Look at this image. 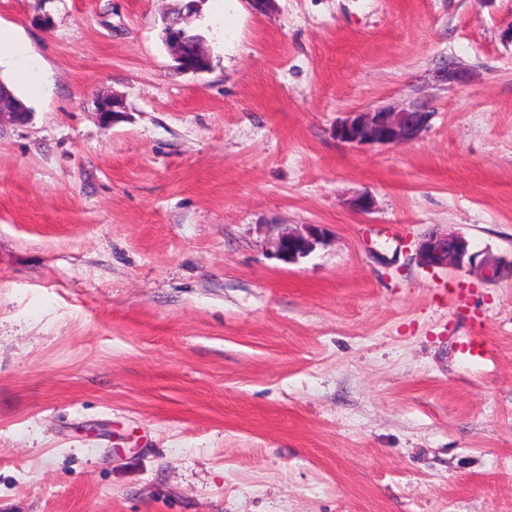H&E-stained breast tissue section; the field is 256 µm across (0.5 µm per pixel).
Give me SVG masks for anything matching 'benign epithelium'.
Masks as SVG:
<instances>
[{"mask_svg":"<svg viewBox=\"0 0 512 512\" xmlns=\"http://www.w3.org/2000/svg\"><path fill=\"white\" fill-rule=\"evenodd\" d=\"M164 41L179 70L198 74L206 69L207 58L202 47L188 53L191 48L187 29L181 22L166 23ZM438 78L449 85L462 84L467 80V71L459 65H449L439 71ZM431 116L432 111L421 106L353 111L336 123L334 135L338 141L353 146L389 147L417 140L428 127ZM323 238L324 225L302 224L278 238L275 253L281 260L294 263L311 253ZM417 254L420 262L430 268L466 267L488 281L505 275L512 277V264L472 251L471 241L459 233L432 234L419 243Z\"/></svg>","mask_w":512,"mask_h":512,"instance_id":"obj_1","label":"benign epithelium"}]
</instances>
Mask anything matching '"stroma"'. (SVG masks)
I'll list each match as a JSON object with an SVG mask.
<instances>
[{
    "instance_id": "stroma-1",
    "label": "stroma",
    "mask_w": 512,
    "mask_h": 512,
    "mask_svg": "<svg viewBox=\"0 0 512 512\" xmlns=\"http://www.w3.org/2000/svg\"><path fill=\"white\" fill-rule=\"evenodd\" d=\"M184 3L0 0L44 77L0 122V512H512V279L416 258L512 256V0H200L199 74ZM164 41L179 70L198 74L206 69L207 58L202 46L195 47L194 52L191 55L188 54L190 45L187 39V29L181 25L180 19L176 22H166ZM432 114L421 106L347 112L333 132L338 141L349 145L389 147L417 140L428 127ZM324 225L300 224L296 230H288L282 234L276 244L275 253L283 261L297 262L299 258L307 256L314 247L324 238ZM471 241L459 233L432 234L418 246L420 262L430 268H469L485 280L495 281L502 276L512 277V260L505 265L497 258L485 255L479 261L480 251H472ZM459 351L467 359L477 363H483L492 355V349L487 337L480 333L470 336L466 342L460 345Z\"/></svg>"
}]
</instances>
